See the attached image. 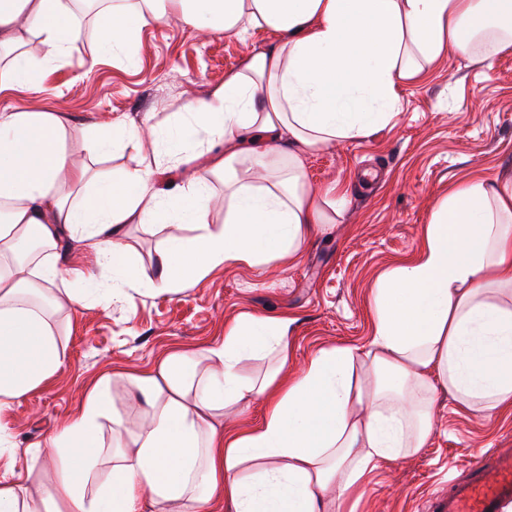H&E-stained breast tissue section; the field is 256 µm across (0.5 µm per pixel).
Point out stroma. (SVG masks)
Returning <instances> with one entry per match:
<instances>
[{
	"instance_id": "1",
	"label": "stroma",
	"mask_w": 512,
	"mask_h": 512,
	"mask_svg": "<svg viewBox=\"0 0 512 512\" xmlns=\"http://www.w3.org/2000/svg\"><path fill=\"white\" fill-rule=\"evenodd\" d=\"M271 39L268 33L202 36L157 23L140 32L135 65L106 55L90 71L85 61L97 53L98 38L86 24L79 54L47 74L45 92L2 90L0 106L55 112L78 130L115 116L160 128ZM398 94L394 119L367 139L305 155L311 186L335 185L348 203L299 258L277 263L276 274L263 279L252 268L226 265L179 293L131 290L109 302L52 311L66 360L23 401L0 407L12 447L0 456V475L24 472L37 445L78 414L87 390L104 376L124 419L121 442L130 444L144 409L134 404L126 373L150 369L173 351L222 340L225 323L240 316L291 317L294 367L330 345L367 344L377 280L421 249L437 203L473 176L512 169V50L489 63L444 55ZM188 232L183 225L133 224L125 243L131 258L148 267L167 238ZM432 423L418 454L374 472L354 512H425L447 496L449 479L466 478L482 454L512 448V408L491 417L465 412L442 392Z\"/></svg>"
}]
</instances>
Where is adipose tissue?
Wrapping results in <instances>:
<instances>
[{"label": "adipose tissue", "instance_id": "1", "mask_svg": "<svg viewBox=\"0 0 512 512\" xmlns=\"http://www.w3.org/2000/svg\"><path fill=\"white\" fill-rule=\"evenodd\" d=\"M76 0H0V89L43 91L52 65L78 53ZM177 18L196 32L274 34L206 97L188 100L158 134L147 161L114 178L75 160L72 138L96 158L142 152L123 117L74 133L67 119L23 105L0 112V404L19 402L66 354L39 301L63 275V237L85 242L97 274L73 271L67 298L110 300L126 288L181 292L214 269L264 271L299 257L326 216L346 205L335 186L317 193L306 152L368 138L395 116L398 86L443 55L485 58L512 49V0H110L95 14L101 52L137 61L136 39ZM41 52L31 55L30 42ZM224 180V219L213 221V182ZM130 224H187L151 267L123 243ZM39 241L41 260L20 254ZM512 170L476 176L433 211L412 259L382 274L371 340L320 349L288 368L285 316L244 315L224 339L172 353L127 382L147 420L131 446L109 449L99 420L106 380L37 457L40 497L0 478V512H326L356 494L383 461L426 447L438 392L465 411L512 407ZM275 354L262 379L244 361ZM262 401L255 426L228 413Z\"/></svg>", "mask_w": 512, "mask_h": 512}]
</instances>
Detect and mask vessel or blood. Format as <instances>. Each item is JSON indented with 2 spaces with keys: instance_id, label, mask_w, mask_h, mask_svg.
I'll use <instances>...</instances> for the list:
<instances>
[{
  "instance_id": "b4317fda",
  "label": "vessel or blood",
  "mask_w": 512,
  "mask_h": 512,
  "mask_svg": "<svg viewBox=\"0 0 512 512\" xmlns=\"http://www.w3.org/2000/svg\"><path fill=\"white\" fill-rule=\"evenodd\" d=\"M449 486L439 512H502L512 503V453L477 460L468 478L450 480Z\"/></svg>"
}]
</instances>
